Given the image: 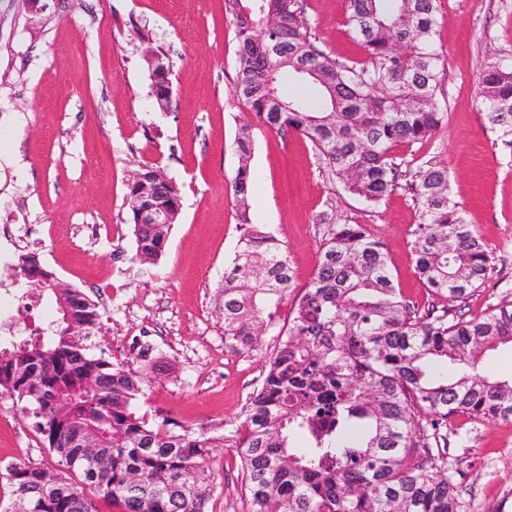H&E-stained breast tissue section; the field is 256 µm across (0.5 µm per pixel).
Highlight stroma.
Returning a JSON list of instances; mask_svg holds the SVG:
<instances>
[{
	"instance_id": "stroma-1",
	"label": "stroma",
	"mask_w": 512,
	"mask_h": 512,
	"mask_svg": "<svg viewBox=\"0 0 512 512\" xmlns=\"http://www.w3.org/2000/svg\"><path fill=\"white\" fill-rule=\"evenodd\" d=\"M322 49L363 58L344 26V0H302ZM148 29L172 64L168 111L152 108ZM435 44L445 61L438 97L446 118L422 143L399 147L417 166H447L449 192L493 259L484 284L447 300L471 319L512 302V135L493 128L479 96L483 73L512 62V0H441ZM238 42L224 0H0V293L21 296L10 276L21 251L37 252L61 281L95 301L106 357L148 353L167 363L139 404L195 432L224 435L243 420L274 351L275 328L246 349L224 333V271L243 233L233 181L236 138L250 126L248 204L254 223L284 245L295 288L316 268L326 210L367 225L388 252L395 282L416 304L431 302L412 252L420 212L400 189L365 208L320 168L297 132L261 126L235 92ZM163 168L180 189L181 214L153 264L133 262L128 182ZM450 479L465 512H512V421L448 420ZM30 461L55 471L43 436L19 405L0 397V473ZM201 512H248L236 449H212Z\"/></svg>"
}]
</instances>
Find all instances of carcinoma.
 I'll list each match as a JSON object with an SVG mask.
<instances>
[{"mask_svg": "<svg viewBox=\"0 0 512 512\" xmlns=\"http://www.w3.org/2000/svg\"><path fill=\"white\" fill-rule=\"evenodd\" d=\"M440 7L441 0H345L344 25L364 57L342 63L317 46L300 0H224L238 41L237 91L257 122L307 137L332 178L370 209L409 191L420 210L412 241L419 278L455 299L484 283L492 257L452 202L448 169H412L395 152L431 137L446 117L433 39ZM290 44L302 58L288 57ZM303 59L314 70L305 79L311 99L285 91ZM480 97L491 123L511 133L512 63L482 76ZM236 145L233 190L244 232L224 276V335L253 349L293 275L283 244L251 218L250 128ZM158 183L161 197L150 191ZM127 199L132 261L154 264L177 221L179 189L149 167L128 184ZM144 206L169 223H136ZM12 277L26 294L52 297L59 312L48 328L0 343V393L21 404L70 472L10 464L3 478L12 510L98 512L100 498L121 512H200L202 463L224 441L239 449L249 512H465L448 477V417L512 420V380L495 379L483 364L487 352L512 344V303L467 320L410 301L365 224L328 223L261 387L239 427L219 437L138 415L148 368L92 354L98 304L77 288H55L36 254H19ZM76 324L83 335L71 332ZM448 362L457 374L439 370Z\"/></svg>", "mask_w": 512, "mask_h": 512, "instance_id": "obj_1", "label": "carcinoma"}]
</instances>
